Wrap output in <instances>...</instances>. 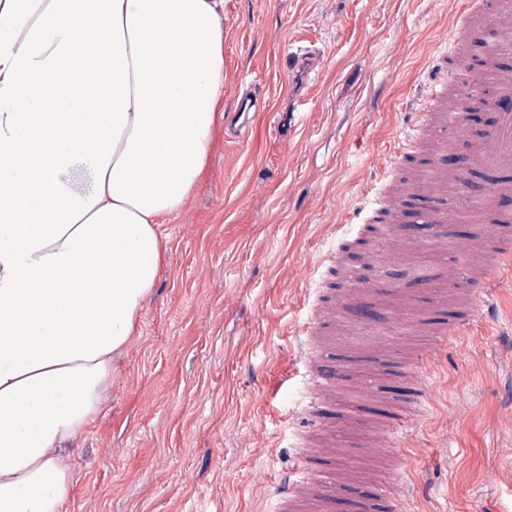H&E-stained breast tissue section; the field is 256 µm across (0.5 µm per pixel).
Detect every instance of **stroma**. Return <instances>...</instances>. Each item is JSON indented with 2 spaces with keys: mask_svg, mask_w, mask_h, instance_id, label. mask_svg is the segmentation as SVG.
<instances>
[{
  "mask_svg": "<svg viewBox=\"0 0 512 512\" xmlns=\"http://www.w3.org/2000/svg\"><path fill=\"white\" fill-rule=\"evenodd\" d=\"M464 0H224V109L261 101L239 138L216 129L183 211L162 230L167 265L140 334L117 362L104 412L73 450L68 512H274L294 468L306 397L297 344L347 246L369 237L357 205L425 179L426 153L391 158L406 114L445 54ZM316 51L309 71L289 54ZM471 253H412L371 281L447 297L448 266ZM378 331L336 349L409 356L373 299ZM428 413L410 448L380 461L412 488L403 512H512V283L429 367Z\"/></svg>",
  "mask_w": 512,
  "mask_h": 512,
  "instance_id": "1",
  "label": "stroma"
}]
</instances>
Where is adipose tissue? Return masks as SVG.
<instances>
[{"instance_id":"obj_1","label":"adipose tissue","mask_w":512,"mask_h":512,"mask_svg":"<svg viewBox=\"0 0 512 512\" xmlns=\"http://www.w3.org/2000/svg\"><path fill=\"white\" fill-rule=\"evenodd\" d=\"M224 0H0V512H66L71 446L224 122Z\"/></svg>"}]
</instances>
